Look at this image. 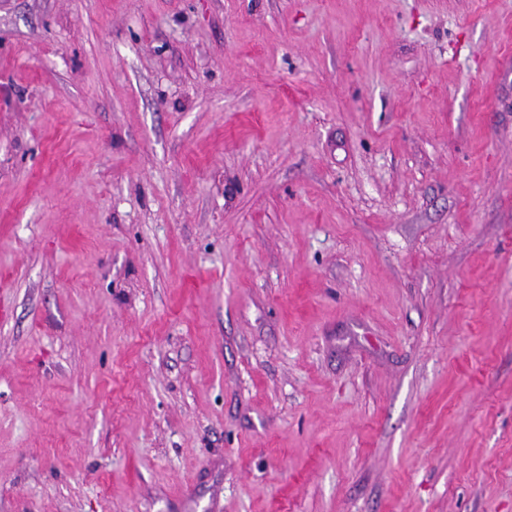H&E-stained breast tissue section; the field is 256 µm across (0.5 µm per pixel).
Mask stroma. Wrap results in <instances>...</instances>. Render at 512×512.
Listing matches in <instances>:
<instances>
[{
    "mask_svg": "<svg viewBox=\"0 0 512 512\" xmlns=\"http://www.w3.org/2000/svg\"><path fill=\"white\" fill-rule=\"evenodd\" d=\"M0 512H512V0H0Z\"/></svg>",
    "mask_w": 512,
    "mask_h": 512,
    "instance_id": "stroma-1",
    "label": "stroma"
}]
</instances>
